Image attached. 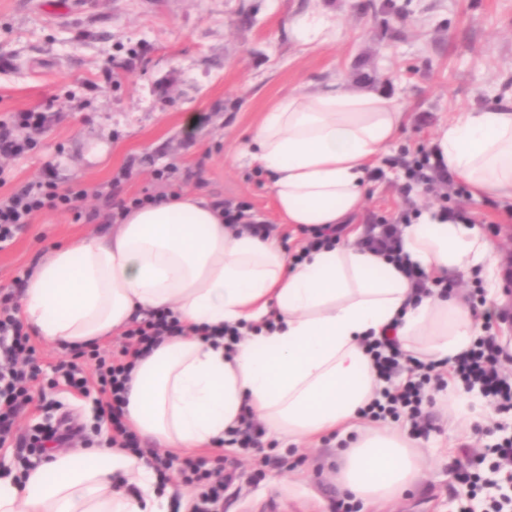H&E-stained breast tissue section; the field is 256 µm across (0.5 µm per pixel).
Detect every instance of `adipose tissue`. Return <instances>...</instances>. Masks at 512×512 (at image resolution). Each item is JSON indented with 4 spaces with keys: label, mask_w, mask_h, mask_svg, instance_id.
<instances>
[{
    "label": "adipose tissue",
    "mask_w": 512,
    "mask_h": 512,
    "mask_svg": "<svg viewBox=\"0 0 512 512\" xmlns=\"http://www.w3.org/2000/svg\"><path fill=\"white\" fill-rule=\"evenodd\" d=\"M403 119L379 92L291 93L234 157L270 174L285 224H346ZM434 150L474 195L512 196V108L459 113ZM402 242L407 261L432 277L476 268L488 290L499 285L477 225L428 213L403 225ZM159 307L192 326H244V336L230 355L175 336L139 362L125 408L133 429L175 453L215 445L247 407L293 443L354 431L336 479L367 503L415 486L422 465L398 430L356 425L381 386L363 339L396 328L403 350L429 362L454 360L477 334L463 299L416 296L395 264L354 242L294 265L277 240L230 231L214 199L191 193L54 246L28 277L17 316L46 342L79 348ZM0 512H168V494L145 460L118 449L52 451L21 479L0 477Z\"/></svg>",
    "instance_id": "adipose-tissue-1"
}]
</instances>
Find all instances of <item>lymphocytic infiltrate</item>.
<instances>
[{
	"instance_id": "obj_1",
	"label": "lymphocytic infiltrate",
	"mask_w": 512,
	"mask_h": 512,
	"mask_svg": "<svg viewBox=\"0 0 512 512\" xmlns=\"http://www.w3.org/2000/svg\"><path fill=\"white\" fill-rule=\"evenodd\" d=\"M46 122V114L34 109L16 112L9 119L0 120V187L8 181L4 161L34 149L36 137L44 132ZM87 195L84 187L76 185L62 189L48 177L0 194V243L11 241L44 211L70 212L75 219L90 224H113L122 219L129 206L158 200L157 195L149 193L127 202L122 200L103 217L98 211L83 209L82 202ZM17 309L14 293L0 294V447L14 443L41 456L46 451V439L57 437V430H39L22 436L14 429L17 416L33 401L30 383L37 374L36 348L16 317ZM481 328L483 337L477 338L469 350L454 359L453 377L465 389L481 388L498 408H511L512 372L507 371L506 365L512 362V357L505 354L491 336L490 321H483ZM186 331L189 330L171 309L148 310L127 325L116 350L107 352L97 345L82 349V356L96 364L94 377H87L83 369L71 361L60 362L57 370L70 387L83 395L93 396L101 419L111 426L112 447L151 458L160 485H167L173 474H180L183 482L193 490L194 512H213L214 505L224 495L223 468H210L203 457L186 456L178 460L170 454L145 448L137 433L125 422L127 384L138 361L148 357L167 338L184 335ZM365 351L380 379L388 383L381 400L375 401L365 412L371 419L405 415L418 420L427 387H440L446 383L439 364L426 363L405 354L393 341L366 342ZM401 367L408 371V379L401 385L391 386L394 371Z\"/></svg>"
}]
</instances>
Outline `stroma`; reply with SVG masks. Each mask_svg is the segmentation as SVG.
I'll use <instances>...</instances> for the list:
<instances>
[{
	"mask_svg": "<svg viewBox=\"0 0 512 512\" xmlns=\"http://www.w3.org/2000/svg\"><path fill=\"white\" fill-rule=\"evenodd\" d=\"M303 17L319 25L315 42L296 32ZM330 84L382 92L405 114L353 229L364 237L403 211L421 216L446 204L494 244L499 272L511 268L512 197L476 196L454 179L443 192L407 193L401 160L430 150L457 113L512 105V0H0V117L54 103L37 149L8 165L12 189L47 170L63 187L106 188L127 167L116 193L126 199L163 191L156 173L174 166L189 177L183 191L247 202L293 254L302 232L280 226L268 176L233 153L278 98ZM100 147L107 156L93 162ZM100 230L68 213L39 214L0 245V290L14 288L50 247ZM447 281L452 295L495 312L492 332L512 355V295L489 299L471 269ZM34 344L40 396L21 414L20 434L68 419L75 434L65 450L100 444L110 432L92 399L54 371L71 351ZM455 392L434 391L419 427L385 420L423 460L421 481L391 501L368 505L340 490L338 433L291 444L268 431L259 450L200 449L233 476L219 512H458L460 471L488 475L493 447L512 439V412L481 396L471 424L452 423L447 403Z\"/></svg>",
	"mask_w": 512,
	"mask_h": 512,
	"instance_id": "obj_1",
	"label": "stroma"
}]
</instances>
